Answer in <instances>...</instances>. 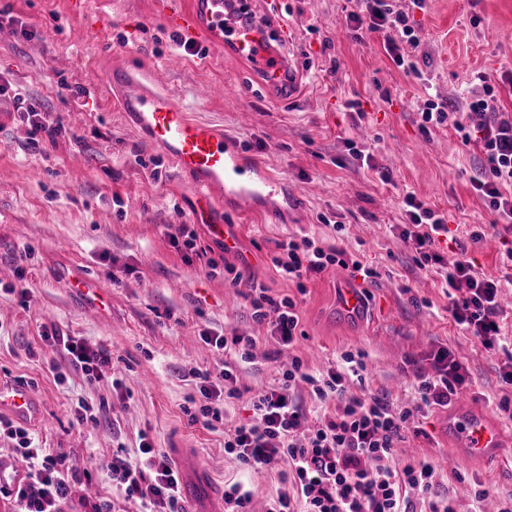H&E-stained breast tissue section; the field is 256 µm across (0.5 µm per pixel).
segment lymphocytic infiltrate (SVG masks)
<instances>
[{
    "mask_svg": "<svg viewBox=\"0 0 512 512\" xmlns=\"http://www.w3.org/2000/svg\"><path fill=\"white\" fill-rule=\"evenodd\" d=\"M345 20L355 32L397 30L399 40H386L384 47L398 66L408 67L401 45L416 41L408 13L393 9L389 0H356ZM496 104L494 89L485 82L452 113L446 103L426 99L421 118L435 126L452 121L463 143L479 140L485 160L471 181L472 189L512 234V119L499 118ZM16 110L30 128L31 147H38L40 136L53 140L67 131L60 115L27 98L17 97ZM404 203L407 221L397 227L399 238L412 245L418 268L443 272L454 291L448 301L454 323L485 349L505 351L501 380L512 386V333L498 319L500 280L478 274L465 255L448 260L435 251L436 238L448 233L447 224L414 194H407ZM270 263L277 273L299 283L336 266L365 279L375 274L372 267L347 257L345 250L317 246L307 237L280 243ZM249 298L253 318L270 321L282 346L293 347L302 334L295 302L273 298L262 287L251 288ZM42 338L57 343L88 381H97L100 369L112 362L107 349L56 331H43ZM430 360L432 374L415 376V404L396 410L385 398L365 390L363 353H343L337 367L318 376L308 372L300 357H293L278 384L255 396L251 419L234 427L224 450L245 469L277 473L281 488L266 512H417L421 507L426 512H455L451 498L439 492L429 461L396 456L404 432L417 428L431 409L447 406L467 382V373L447 347L435 349ZM195 377L200 405L190 420L216 428L224 420L221 398L238 395L236 378L226 368L199 371ZM302 383L319 402V417L308 418L298 401L296 389ZM0 431L15 440L27 463L25 476L13 489L19 512H62L80 476L62 471L61 458L34 445L28 429L0 421ZM107 469L121 497L139 501L141 512H179L178 472L149 439L141 440L137 460L116 454Z\"/></svg>",
    "mask_w": 512,
    "mask_h": 512,
    "instance_id": "f902f5d3",
    "label": "lymphocytic infiltrate"
}]
</instances>
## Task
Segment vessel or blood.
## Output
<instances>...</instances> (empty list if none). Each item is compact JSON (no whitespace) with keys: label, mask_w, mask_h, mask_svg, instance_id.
Returning <instances> with one entry per match:
<instances>
[{"label":"vessel or blood","mask_w":512,"mask_h":512,"mask_svg":"<svg viewBox=\"0 0 512 512\" xmlns=\"http://www.w3.org/2000/svg\"><path fill=\"white\" fill-rule=\"evenodd\" d=\"M176 21L188 33H206L235 58L254 65L268 88L288 98L294 96L299 77L297 58L290 44L270 38L255 0H190ZM149 81L144 67L115 66L104 75L106 86L119 93L129 124L145 132L187 177L195 201V221L208 225L212 234L229 246L234 238L229 225L221 220L224 213H242L264 203L268 206L265 219L278 223L280 214L272 203L276 198L287 197V182L249 159L223 132L192 119L175 98L150 87ZM67 286L84 307L100 318L110 317L112 297L99 280L75 271L68 275ZM363 309L359 289L342 288V315L356 317ZM0 416L36 424L43 419V409L26 383L0 380ZM445 416L449 439L473 458L499 460L503 448L512 443V435L470 403L450 406ZM178 464L184 473L181 496L188 512H220L216 493L196 462L185 456L179 458Z\"/></svg>","instance_id":"b4317fda"}]
</instances>
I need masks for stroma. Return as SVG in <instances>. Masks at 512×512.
<instances>
[{
  "instance_id": "1",
  "label": "stroma",
  "mask_w": 512,
  "mask_h": 512,
  "mask_svg": "<svg viewBox=\"0 0 512 512\" xmlns=\"http://www.w3.org/2000/svg\"><path fill=\"white\" fill-rule=\"evenodd\" d=\"M185 0H0V74L13 94L0 96V378L29 384L44 408L31 429L39 446L63 457L69 472L91 473L78 485L64 512H88L114 502L117 512H139L118 498L106 465L117 449L136 456L141 435L170 453L190 452L217 487L243 483L254 493L252 512H265L278 477L248 472L224 451V430L190 423L186 413L200 394L194 374L230 367L237 398L225 405L235 424L252 415L257 392L277 384L279 344L268 323L252 317L245 286L234 273L262 285L269 295L293 299L305 339L295 352L319 374L342 353L366 355L369 392L398 408L412 406L415 370L429 369L439 345L464 364L472 385L461 398L496 416L503 396L505 357L484 349L448 313L441 275L420 270L411 245L395 225L405 223L406 194L444 216L449 232L435 247L452 255L466 250L475 269L502 280L500 319L512 323V284L504 282L501 255L511 246L493 230L496 220L470 180L481 166L477 143L462 144L452 123L421 129L420 110L433 96L460 104L478 75L497 80L500 111L512 114V0H395L408 12L416 45L404 51L416 64L398 67L384 48L396 30L343 27L352 0H276L265 17L293 40L301 90L292 100L272 99L248 68L225 58L222 47L198 41V55L172 40V17ZM150 65L162 88L194 119L234 139L242 152L288 183V221L269 224L261 212L225 215L237 238L224 252L207 226L197 225L206 259H185L169 227L192 221L195 204L172 160L127 124L100 77L111 62ZM68 91H61V84ZM205 84L235 87L231 96L200 101ZM82 88V96L71 91ZM36 100L64 119L66 134L43 149L28 148L29 128L14 109V93ZM369 154L362 167L356 152ZM390 174L381 180L380 171ZM489 228L473 243L476 225ZM313 239L367 262L374 277H350L330 268L297 285L270 263L278 243ZM98 277L112 294V317L104 320L72 297L71 269ZM361 288L360 320H343L339 288ZM89 345L106 346L112 363L99 383L67 365L43 326ZM256 336L253 362L212 348L201 332ZM85 400L95 423L78 425L74 406ZM443 407L405 432L398 446L406 456L437 465L436 481L469 512L475 484L492 498H512V447L508 460L480 463L448 441Z\"/></svg>"
}]
</instances>
